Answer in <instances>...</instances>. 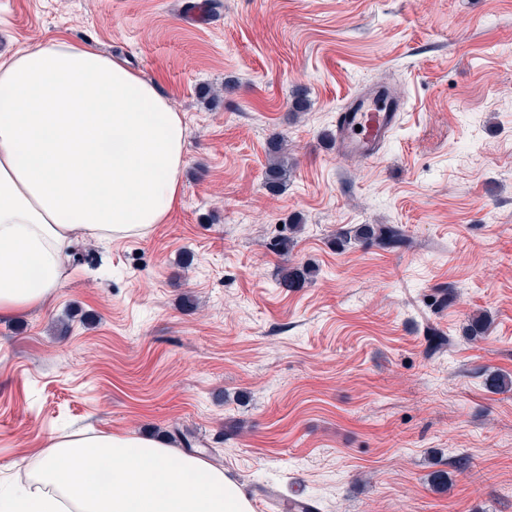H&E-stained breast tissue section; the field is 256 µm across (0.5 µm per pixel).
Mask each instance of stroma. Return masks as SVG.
I'll use <instances>...</instances> for the list:
<instances>
[{"instance_id":"stroma-1","label":"stroma","mask_w":512,"mask_h":512,"mask_svg":"<svg viewBox=\"0 0 512 512\" xmlns=\"http://www.w3.org/2000/svg\"><path fill=\"white\" fill-rule=\"evenodd\" d=\"M54 34L184 114L183 189L144 236L76 242L52 299L0 321V487L50 435L179 426L255 504L512 512V391L485 385L512 375V0H0V54ZM381 85L402 111L379 157H338L339 112ZM277 135L294 165L273 195ZM356 224L412 244L337 250ZM286 263L319 273L284 288Z\"/></svg>"}]
</instances>
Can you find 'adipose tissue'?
Instances as JSON below:
<instances>
[{
	"mask_svg": "<svg viewBox=\"0 0 512 512\" xmlns=\"http://www.w3.org/2000/svg\"><path fill=\"white\" fill-rule=\"evenodd\" d=\"M183 116L151 81L62 36L0 59V319L48 302L82 238L140 237L181 189ZM0 512H253L200 454L131 433L49 437Z\"/></svg>",
	"mask_w": 512,
	"mask_h": 512,
	"instance_id": "adipose-tissue-1",
	"label": "adipose tissue"
}]
</instances>
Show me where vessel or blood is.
<instances>
[{
	"label": "vessel or blood",
	"mask_w": 512,
	"mask_h": 512,
	"mask_svg": "<svg viewBox=\"0 0 512 512\" xmlns=\"http://www.w3.org/2000/svg\"><path fill=\"white\" fill-rule=\"evenodd\" d=\"M397 117V108L383 102L378 95L355 98L336 126L337 155L376 159L382 144L391 135Z\"/></svg>",
	"instance_id": "obj_1"
}]
</instances>
